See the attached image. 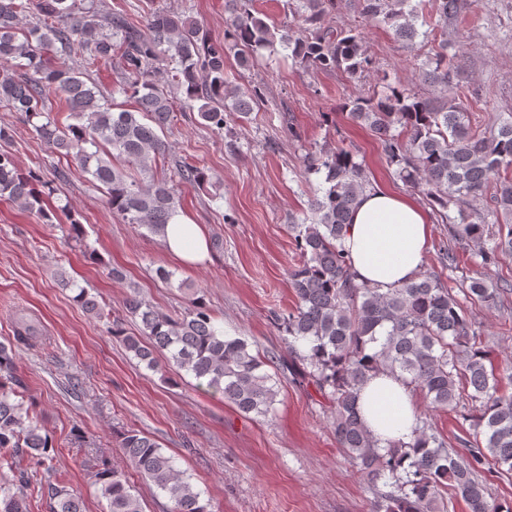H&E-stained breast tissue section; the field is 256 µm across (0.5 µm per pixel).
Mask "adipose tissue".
Wrapping results in <instances>:
<instances>
[{
  "mask_svg": "<svg viewBox=\"0 0 512 512\" xmlns=\"http://www.w3.org/2000/svg\"><path fill=\"white\" fill-rule=\"evenodd\" d=\"M431 226L411 199L386 188L360 196L344 237L345 252L358 282L388 289L419 276L429 247ZM163 247L195 265L208 255V240L199 225L174 216L165 229ZM365 426L380 440L409 439L416 406L407 386L386 374L371 377L360 392Z\"/></svg>",
  "mask_w": 512,
  "mask_h": 512,
  "instance_id": "obj_1",
  "label": "adipose tissue"
}]
</instances>
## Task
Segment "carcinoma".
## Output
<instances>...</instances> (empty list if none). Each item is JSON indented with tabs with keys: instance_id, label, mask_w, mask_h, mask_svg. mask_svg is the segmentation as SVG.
Wrapping results in <instances>:
<instances>
[{
	"instance_id": "1",
	"label": "carcinoma",
	"mask_w": 512,
	"mask_h": 512,
	"mask_svg": "<svg viewBox=\"0 0 512 512\" xmlns=\"http://www.w3.org/2000/svg\"><path fill=\"white\" fill-rule=\"evenodd\" d=\"M251 2L225 0L235 45L254 53L278 43L303 67L352 77L367 71L362 32L326 25L335 0H286L303 27L281 34L252 12ZM345 2L361 22L389 24L402 39L426 40L434 31L413 0ZM435 2L445 28L466 6L465 0ZM33 10L37 21L20 31L22 15ZM146 29L141 33L122 16L104 15L85 0H0V103L24 115L41 140L104 190L127 223L161 237L180 206L174 186L154 174L157 159L168 150L160 133L170 122L172 90L184 91L186 108L197 109L202 125L219 132L227 109L246 114L261 92L232 85L224 73L226 47L192 17L154 11ZM76 58L88 64L112 61L120 89L135 109L114 111L98 85L69 65ZM445 60L439 53L418 67L420 79L443 88L440 101L401 85L381 97L356 98L345 109L382 142L397 176L426 196L448 237L477 246L481 272L460 288L471 300L495 307L504 290L488 287L486 272L512 259V117L488 131L473 128ZM52 93L65 100L74 122L64 126L46 110ZM116 155L125 167L114 164ZM305 167L307 174L323 176V188L311 201V216L290 225L300 261L289 274L296 306L283 327L289 356L300 363L293 373L329 402L337 444L376 495L372 512H448L450 490L469 512H512L481 475L486 465L512 473V395L500 393L502 381L512 383V375L497 373L490 354L476 346L480 326L440 276L421 274L385 291L356 282L344 235L350 212L369 186L356 153L339 146L320 149L306 156ZM178 175L184 183L206 182L204 171L186 162ZM490 186L491 221L506 219L495 235L489 233L488 216L471 208ZM0 197L51 221L44 192L7 151L0 152ZM76 299L87 312L101 315L100 302L86 289H79ZM126 311L140 319L141 334H126L114 320L112 336L148 369L157 368L156 355L164 352L170 375H193L245 414L272 412L279 389L263 370L266 362L251 353L246 338L217 330L202 301L174 319L135 293L127 298ZM14 335L33 341L38 329L20 318ZM15 371L12 350L0 344V455L12 459L13 472L10 478L0 475V512H29L30 482L21 461L27 457L42 465L55 454L54 439L35 416L33 402L17 399ZM379 372L400 377L431 409L471 404L475 445L466 454L448 447L420 414L410 440L374 438L361 420L358 399L371 374ZM119 444L141 479L167 495L170 512H210V504L151 438L130 428ZM94 478L109 512H143L110 462H97ZM42 494L53 500V512H84L81 497L57 481L42 485Z\"/></svg>"
}]
</instances>
